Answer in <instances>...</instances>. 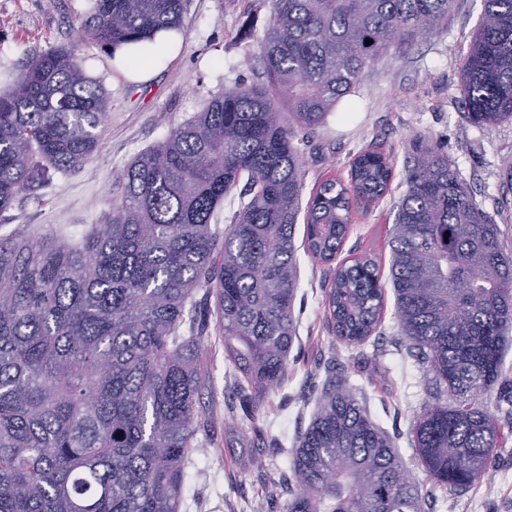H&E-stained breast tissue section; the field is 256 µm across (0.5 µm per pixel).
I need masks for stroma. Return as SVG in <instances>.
<instances>
[{"label": "stroma", "mask_w": 512, "mask_h": 512, "mask_svg": "<svg viewBox=\"0 0 512 512\" xmlns=\"http://www.w3.org/2000/svg\"><path fill=\"white\" fill-rule=\"evenodd\" d=\"M92 0H0V91L12 86L27 56L79 41L78 27ZM483 13V0H454L448 22L428 39L380 57L350 100L324 126L310 132L317 150L306 153L303 196L333 175L347 179L353 157L374 146L395 165L392 193L353 217L339 261L373 260L382 283L390 281L394 203L405 194L404 167L418 146L435 145L499 225L512 254V187L504 170L512 163V123L482 129L464 116L460 65ZM271 15L270 0H187L176 58L144 83L117 72L91 43H81L84 69L110 97L97 156L79 171L54 175L37 195L17 199L0 217V234L49 233L79 241L101 223L112 185L141 152L199 112L224 90L263 79L258 42ZM295 302L297 336L281 389L236 394L238 370L224 353L217 328L204 337L205 384L199 407L208 425L197 436L180 512H282L291 475L289 451L310 422L327 370L347 378L372 420L393 438L421 491L430 483L412 446L411 426L432 400L425 365L403 339L394 295L386 293L381 323L368 342L349 347L326 326V288L334 264L298 251ZM433 512H512V437L497 448L488 475L452 493H437Z\"/></svg>", "instance_id": "obj_1"}]
</instances>
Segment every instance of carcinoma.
I'll list each match as a JSON object with an SVG mask.
<instances>
[{
	"mask_svg": "<svg viewBox=\"0 0 512 512\" xmlns=\"http://www.w3.org/2000/svg\"><path fill=\"white\" fill-rule=\"evenodd\" d=\"M451 4L272 0L264 81L211 98L135 157L104 223L77 243L0 235V512H179L185 460L205 426L210 313L196 294L215 299L238 395L280 389L296 336L299 214L305 252L330 263L354 213L378 203L394 176L383 152L362 151L347 180L324 178L304 207L300 157L311 144L298 132L321 126L381 54L432 35ZM183 14L184 0H94L80 28L110 51L153 41ZM460 79L470 123L512 122V0H484ZM109 103L78 45L31 57L0 92V212L51 173L91 161ZM406 183L390 276L433 395L412 447L433 485L454 492L482 479L501 436L488 401L512 344V255L448 154L414 155ZM231 194L238 208L221 231ZM326 305L336 339L364 344L384 308L372 261L340 264ZM290 458L284 512H424L393 438L344 383L322 390Z\"/></svg>",
	"mask_w": 512,
	"mask_h": 512,
	"instance_id": "carcinoma-1",
	"label": "carcinoma"
}]
</instances>
